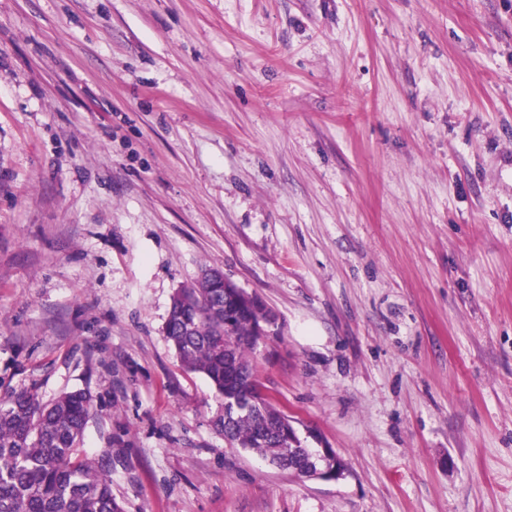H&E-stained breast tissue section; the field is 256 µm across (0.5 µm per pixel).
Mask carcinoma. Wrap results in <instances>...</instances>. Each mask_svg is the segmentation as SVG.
<instances>
[{"label":"carcinoma","instance_id":"carcinoma-1","mask_svg":"<svg viewBox=\"0 0 512 512\" xmlns=\"http://www.w3.org/2000/svg\"><path fill=\"white\" fill-rule=\"evenodd\" d=\"M273 324L257 296L202 276L172 296L165 332L181 367L206 376L226 404L214 426L230 447L287 470L313 455L312 432L264 426L284 415L275 399L254 393L252 353ZM93 411L84 390L49 401L31 390L0 397V512H123L112 479L81 454Z\"/></svg>","mask_w":512,"mask_h":512}]
</instances>
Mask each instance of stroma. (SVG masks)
I'll return each mask as SVG.
<instances>
[{"label": "stroma", "instance_id": "stroma-1", "mask_svg": "<svg viewBox=\"0 0 512 512\" xmlns=\"http://www.w3.org/2000/svg\"><path fill=\"white\" fill-rule=\"evenodd\" d=\"M211 266L348 468L229 447ZM86 389L125 512H512V0H0V397ZM332 452L336 456V452L332 448ZM327 448H322V455L314 459H310L303 466L302 471L299 473L301 478L304 479H319L324 481H336L342 479L345 470L336 466L329 457L332 455Z\"/></svg>", "mask_w": 512, "mask_h": 512}]
</instances>
